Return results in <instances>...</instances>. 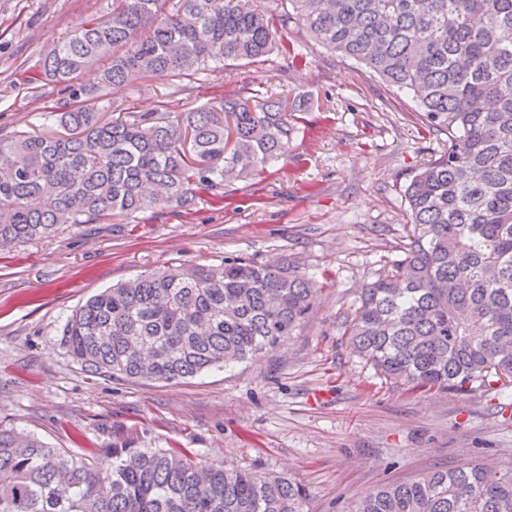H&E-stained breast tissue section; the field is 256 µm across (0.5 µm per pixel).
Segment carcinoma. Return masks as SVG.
<instances>
[{
    "mask_svg": "<svg viewBox=\"0 0 512 512\" xmlns=\"http://www.w3.org/2000/svg\"><path fill=\"white\" fill-rule=\"evenodd\" d=\"M117 2L109 19L53 45L27 79L34 89L64 84L82 103L60 113L69 137H0V242L183 207L267 170L296 134V107L271 95L177 115L98 114L114 85L154 76L184 91L191 72L274 53L294 66L313 44L407 92L422 123L448 135L405 186L408 242L361 289L343 332L351 349L411 392L512 388V0H283L274 18L242 0ZM284 29L297 39L283 41ZM103 60L96 83L74 87ZM316 293L291 264L171 265L88 298L62 345L91 373L178 382L279 347ZM307 501L290 478L185 450L114 448L104 474L92 455L0 420V512H308ZM345 512H512V461L382 483Z\"/></svg>",
    "mask_w": 512,
    "mask_h": 512,
    "instance_id": "cac0c4a2",
    "label": "carcinoma"
}]
</instances>
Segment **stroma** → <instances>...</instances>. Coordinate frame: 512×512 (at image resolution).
Masks as SVG:
<instances>
[{
  "label": "stroma",
  "instance_id": "1",
  "mask_svg": "<svg viewBox=\"0 0 512 512\" xmlns=\"http://www.w3.org/2000/svg\"><path fill=\"white\" fill-rule=\"evenodd\" d=\"M111 11L112 0H0V134L55 130L69 92H32L21 67ZM189 86H116L111 110L181 112L270 88L301 104L287 159L225 182L221 204L205 190L185 207L0 245V417L52 447L95 452L104 470L110 449L162 448L281 473L307 488L309 512H341L372 486L431 468L512 461V389L413 393L376 377L343 334L360 289L401 255L404 186L442 134L364 65L315 45L298 66L274 55ZM227 257L285 259L316 280L297 336L172 384L89 373L62 347L68 316L104 288Z\"/></svg>",
  "mask_w": 512,
  "mask_h": 512
}]
</instances>
